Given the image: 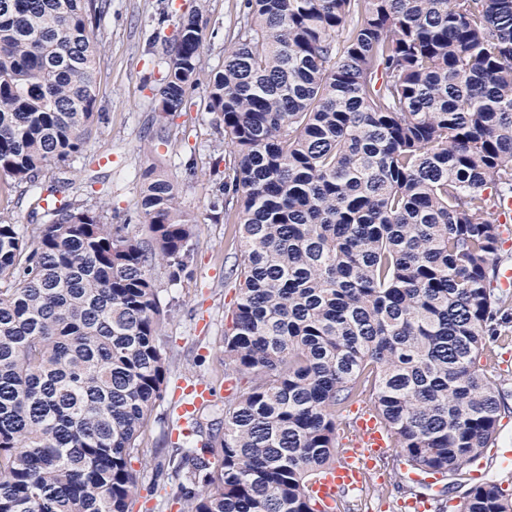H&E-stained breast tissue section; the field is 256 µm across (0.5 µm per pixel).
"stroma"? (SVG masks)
<instances>
[{
	"label": "stroma",
	"instance_id": "obj_1",
	"mask_svg": "<svg viewBox=\"0 0 512 512\" xmlns=\"http://www.w3.org/2000/svg\"><path fill=\"white\" fill-rule=\"evenodd\" d=\"M198 8L206 21L201 63L206 71H216L223 67L224 48L242 21L243 0H111L93 29L102 49L98 97L108 120L88 139L82 157L58 174L64 187L57 200L105 204L112 223L135 231L145 223L141 175L158 167L175 185L182 209L197 223L189 275L173 283L165 268L152 271L161 298L172 305L162 331L171 372L132 461L140 495L130 512H184L176 482L159 472L177 441L172 410L183 395L178 381H206L219 401L226 394L222 339L232 324L236 293L224 272L238 252V228L225 223L223 209L212 206L229 154L224 125L206 112L202 87L190 93L181 112L162 118L155 110L178 23ZM161 135L168 137V145L157 146ZM106 187L111 195H103ZM480 363L494 370L509 407L495 445L512 451V342L487 341ZM383 471V477H369L349 491L359 512H405L410 487L395 455H388Z\"/></svg>",
	"mask_w": 512,
	"mask_h": 512
}]
</instances>
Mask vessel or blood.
Returning <instances> with one entry per match:
<instances>
[{
	"instance_id": "b4317fda",
	"label": "vessel or blood",
	"mask_w": 512,
	"mask_h": 512,
	"mask_svg": "<svg viewBox=\"0 0 512 512\" xmlns=\"http://www.w3.org/2000/svg\"><path fill=\"white\" fill-rule=\"evenodd\" d=\"M185 398L176 409L177 424L182 431H189L201 409L211 404L214 393L204 381L183 385ZM353 446L341 452L335 468L319 475L310 493L321 512H333L341 492L356 487L366 471L375 469L390 447L389 436L379 418L372 412H358L350 425Z\"/></svg>"
}]
</instances>
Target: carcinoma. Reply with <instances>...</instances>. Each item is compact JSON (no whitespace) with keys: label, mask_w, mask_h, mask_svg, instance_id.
<instances>
[{"label":"carcinoma","mask_w":512,"mask_h":512,"mask_svg":"<svg viewBox=\"0 0 512 512\" xmlns=\"http://www.w3.org/2000/svg\"><path fill=\"white\" fill-rule=\"evenodd\" d=\"M106 0H0V512H129L131 462L170 374L152 276L180 279L194 225L143 173L145 233L53 202L98 107ZM224 69L183 18L155 111L204 83L224 123L238 290L208 438L168 467L186 512H317L345 407L370 394L399 461L453 479L496 435L476 365L512 198V0H243ZM235 205L230 213L229 205ZM457 512H512L487 478ZM32 194L25 184L15 185L4 195L0 194V212L8 215L15 224L31 222Z\"/></svg>","instance_id":"cac0c4a2"}]
</instances>
